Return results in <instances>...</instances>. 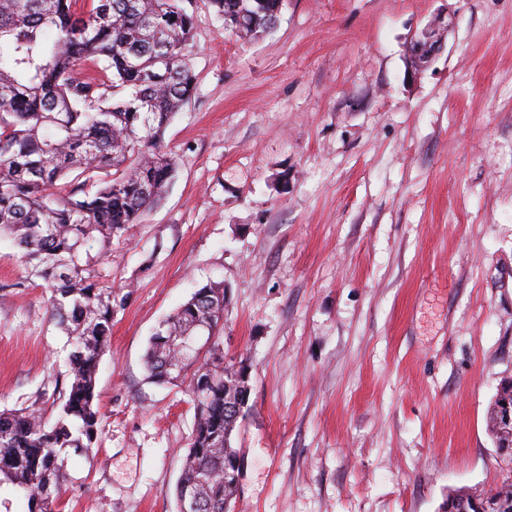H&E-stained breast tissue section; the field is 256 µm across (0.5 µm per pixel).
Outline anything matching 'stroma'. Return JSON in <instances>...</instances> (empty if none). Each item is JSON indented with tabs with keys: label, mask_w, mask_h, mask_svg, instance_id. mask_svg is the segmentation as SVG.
<instances>
[{
	"label": "stroma",
	"mask_w": 512,
	"mask_h": 512,
	"mask_svg": "<svg viewBox=\"0 0 512 512\" xmlns=\"http://www.w3.org/2000/svg\"><path fill=\"white\" fill-rule=\"evenodd\" d=\"M194 17L163 200L112 240L98 436L68 450L59 512H177L194 409L147 383L158 324L223 283L224 359L250 395L242 512H442L512 483L489 418L512 381V0H283L243 39ZM450 15L442 51L406 49ZM0 238V411L54 420L68 338ZM451 23L448 15H437L410 41L408 75H415L426 68L439 54Z\"/></svg>",
	"instance_id": "35a3bbf8"
}]
</instances>
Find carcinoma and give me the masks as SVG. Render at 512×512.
<instances>
[{
	"mask_svg": "<svg viewBox=\"0 0 512 512\" xmlns=\"http://www.w3.org/2000/svg\"><path fill=\"white\" fill-rule=\"evenodd\" d=\"M181 2L0 0V235L50 289L51 318L72 343L53 423L35 411L0 412V478L24 491L32 512H55L60 455L96 439V370L109 349L112 300L94 266L174 176L162 138L194 90V21ZM210 3L243 37L271 28L279 14L278 0ZM85 61L110 73L118 98L81 70ZM226 300L221 284L196 289L159 325L144 356L151 382L181 373L187 383L195 424L175 497L187 493L198 512H224V500L236 498L233 434L244 408L232 406L247 385L240 368L224 363ZM194 336L211 343L183 345ZM484 497L512 512V484Z\"/></svg>",
	"mask_w": 512,
	"mask_h": 512,
	"instance_id": "cac0c4a2",
	"label": "carcinoma"
}]
</instances>
